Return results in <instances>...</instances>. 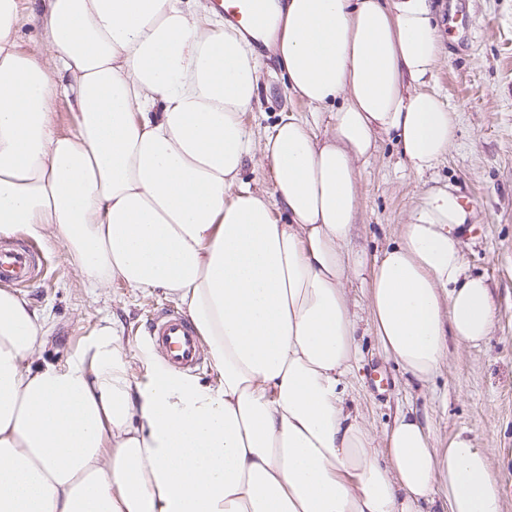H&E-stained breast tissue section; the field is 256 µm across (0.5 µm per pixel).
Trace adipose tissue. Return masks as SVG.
Listing matches in <instances>:
<instances>
[{"label":"adipose tissue","instance_id":"adipose-tissue-1","mask_svg":"<svg viewBox=\"0 0 512 512\" xmlns=\"http://www.w3.org/2000/svg\"><path fill=\"white\" fill-rule=\"evenodd\" d=\"M21 5L0 0V237L61 244L86 288L164 289L221 383L164 365L139 380L113 320L47 361L46 316L0 289V512H503L467 432L438 448L403 412L380 449L348 402L357 164L383 134L419 174L454 144L456 114L425 88L442 55L429 0H257L244 32L206 0H42L27 49ZM256 39L297 98L332 108L325 137L293 116L261 142L246 127ZM258 152L274 194L240 184ZM468 218L427 190L371 269L374 333L408 382L449 339L491 333Z\"/></svg>","mask_w":512,"mask_h":512}]
</instances>
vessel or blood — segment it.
Here are the masks:
<instances>
[{
    "mask_svg": "<svg viewBox=\"0 0 512 512\" xmlns=\"http://www.w3.org/2000/svg\"><path fill=\"white\" fill-rule=\"evenodd\" d=\"M36 269V256L27 248L0 246V282L27 286ZM145 341L166 366L193 373L205 358L192 322L170 307L156 310L145 327Z\"/></svg>",
    "mask_w": 512,
    "mask_h": 512,
    "instance_id": "vessel-or-blood-1",
    "label": "vessel or blood"
}]
</instances>
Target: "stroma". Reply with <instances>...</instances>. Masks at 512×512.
<instances>
[{"label": "stroma", "instance_id": "obj_1", "mask_svg": "<svg viewBox=\"0 0 512 512\" xmlns=\"http://www.w3.org/2000/svg\"><path fill=\"white\" fill-rule=\"evenodd\" d=\"M443 48L427 88L458 115L456 140L436 166L417 174L394 137L379 138L359 172L360 201L348 247L373 263L428 188H456L472 212L461 235L466 269L486 277L493 290L491 336L479 345L450 344L431 384H407L371 332L366 285L351 277L346 292L359 317L360 369L349 390L368 426L383 436L400 408H413L429 424L436 447L466 431L488 449L505 512H512V0H431ZM310 118L316 134L332 123L291 96L277 56L266 58L258 98L244 121L263 140L280 117ZM43 273L22 293L50 321L48 360L62 363L105 318L115 320L135 355L146 345L141 331L157 308L173 305L162 289L134 291L119 281L89 292L65 248L39 246Z\"/></svg>", "mask_w": 512, "mask_h": 512}]
</instances>
